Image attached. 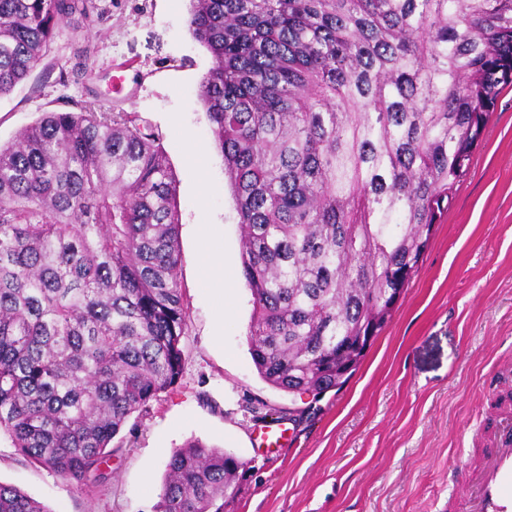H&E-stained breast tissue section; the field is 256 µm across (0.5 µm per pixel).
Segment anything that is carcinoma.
Here are the masks:
<instances>
[{"label": "carcinoma", "instance_id": "1", "mask_svg": "<svg viewBox=\"0 0 512 512\" xmlns=\"http://www.w3.org/2000/svg\"><path fill=\"white\" fill-rule=\"evenodd\" d=\"M269 385L341 389L512 88V0H190ZM92 0H0V96ZM167 158L132 112H46L0 145V430L88 486L177 385L188 314ZM242 462L171 452L156 512H224ZM0 512H50L0 483Z\"/></svg>", "mask_w": 512, "mask_h": 512}]
</instances>
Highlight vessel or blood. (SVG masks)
Segmentation results:
<instances>
[{
    "label": "vessel or blood",
    "mask_w": 512,
    "mask_h": 512,
    "mask_svg": "<svg viewBox=\"0 0 512 512\" xmlns=\"http://www.w3.org/2000/svg\"><path fill=\"white\" fill-rule=\"evenodd\" d=\"M499 434L485 449L478 467L463 485L460 512H512V411L499 413ZM258 445L276 453L288 441V428L282 422L260 427Z\"/></svg>",
    "instance_id": "b4317fda"
}]
</instances>
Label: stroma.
<instances>
[{
    "instance_id": "1",
    "label": "stroma",
    "mask_w": 512,
    "mask_h": 512,
    "mask_svg": "<svg viewBox=\"0 0 512 512\" xmlns=\"http://www.w3.org/2000/svg\"><path fill=\"white\" fill-rule=\"evenodd\" d=\"M95 3L101 20L73 18L42 63L0 97V143L43 113L96 100L158 133L179 214L184 368L172 391L128 420L103 482L87 488L50 473L4 433L0 482L49 512H155L172 450L196 438L244 464L224 512H452L449 498L493 436L497 401L512 403V89L501 93L417 272L348 383L290 394L266 384L252 363L245 280L226 299L205 287L208 253L241 271V241L198 99L213 59L188 31L189 0ZM189 141L196 154L187 153ZM276 420L295 438L267 456L253 429Z\"/></svg>"
}]
</instances>
